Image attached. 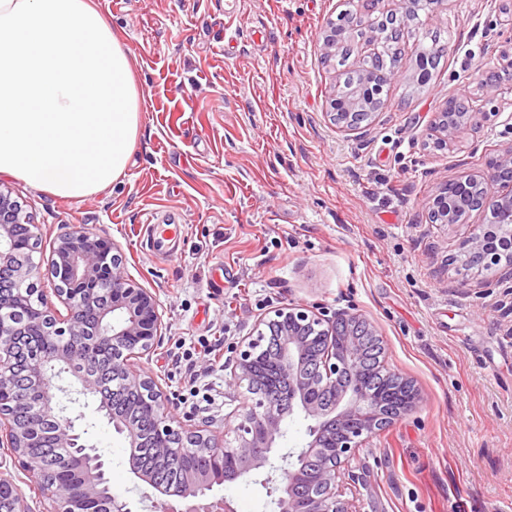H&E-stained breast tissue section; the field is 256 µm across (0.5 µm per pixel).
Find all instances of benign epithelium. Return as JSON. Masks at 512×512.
<instances>
[{
  "mask_svg": "<svg viewBox=\"0 0 512 512\" xmlns=\"http://www.w3.org/2000/svg\"><path fill=\"white\" fill-rule=\"evenodd\" d=\"M379 0H359L358 12L346 14L339 21L329 20L322 32L324 54L332 55L348 40L350 31L366 16L373 14ZM402 74L395 65L365 72L361 86L353 95H332L327 100V115L342 132L365 136L370 124L362 121V108L368 100H381L383 88ZM460 101L448 99L443 110L431 123L429 135L434 144L448 147L457 135L480 122L482 113L458 108ZM476 185L482 193H497L496 223L474 225L462 252L472 260H496L488 248L494 234L512 240V149L487 159L485 169L445 182L427 203L428 212L441 218V224L453 227L465 222L471 211L465 209ZM39 238L37 225L21 203L12 197L9 187L0 184V313L16 303L10 289L40 274L33 268L25 251ZM47 280L67 314L39 308L35 315L45 334L66 337L62 345L48 348L28 368L16 375H0V392L17 393L30 384L40 388L41 402L19 412L26 430L35 433L45 420L53 422L58 446L72 448L84 464L77 472L76 485H68L61 501L69 503L64 512H93L92 505L109 490L107 464L94 446L87 444L75 429V419L66 415L62 398L74 402L79 396H98L97 376L88 371L71 376L70 370L58 374L48 369L68 366L83 358L85 344L84 314L96 316L97 335L119 349L121 370L126 385L146 387L152 392L147 413L156 436L158 462L173 457L172 440L185 437L195 447L210 454L208 467L189 469L177 485L160 481L147 468L129 459L130 470L144 483L167 499L197 500L192 512H235L227 499L208 500L214 485L233 482L253 473L266 471L261 484L267 492L278 494V512H358L336 494L338 479L350 473L349 463L377 432L380 422L412 413L421 401L415 383L390 370L397 387L382 392L368 383L366 356L370 351L383 353V339L375 326L362 314L339 310L333 315L322 307L288 304L260 316L253 334L244 336L236 347V357L228 384L239 387L247 383L250 401L225 415L235 422L236 446L228 451L222 446V434L199 426H187L170 408L169 397L158 380L136 369L137 360L153 354L163 337L166 323L164 309L155 293L130 274L123 254L114 243L78 229L60 233L51 245L46 265ZM112 289V298L100 295ZM28 325L11 328L0 323V356L8 351L13 336ZM266 347L272 360L261 371L255 363L258 346ZM300 408L314 420L311 440L297 456L276 455L278 440L285 436L283 422L294 408ZM116 432L126 435L136 447L138 430L127 425L120 409L108 408L99 401ZM6 427L7 445L24 470L33 472L43 458L42 449L33 440H24L0 412V425ZM17 487L0 477V502L8 512L18 509Z\"/></svg>",
  "mask_w": 512,
  "mask_h": 512,
  "instance_id": "1",
  "label": "benign epithelium"
}]
</instances>
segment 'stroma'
Instances as JSON below:
<instances>
[{"mask_svg":"<svg viewBox=\"0 0 512 512\" xmlns=\"http://www.w3.org/2000/svg\"><path fill=\"white\" fill-rule=\"evenodd\" d=\"M129 49L146 98L128 169L111 187L62 199L8 180L41 234L46 263L67 227H83L122 251L131 275L159 297L167 331L138 362L178 399L177 417L223 429L247 397L227 385L226 361L258 316L290 303L352 308L383 338L385 365L412 379L422 402L373 435L344 479L364 512H512V295L501 267L457 270L454 258L489 208L448 228L430 223L427 202L442 183L481 171L512 148V41L498 0H447L425 20L445 53L418 86L417 38L400 43L402 76L385 87L367 136L338 131L326 114L336 73L321 31L348 0H95ZM236 47L225 52V37ZM498 69L487 97L483 68ZM466 95L485 112L452 148L427 144L448 98ZM178 224L181 240L159 257L142 224ZM221 338L224 363L199 358L195 371L214 405L181 403L185 377L175 344ZM80 399L68 414L108 463L114 495L132 512L155 508L129 470L130 442ZM27 512H51L34 478L0 447ZM237 512H277L254 479L213 489Z\"/></svg>","mask_w":512,"mask_h":512,"instance_id":"35a3bbf8","label":"stroma"}]
</instances>
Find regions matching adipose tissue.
I'll return each mask as SVG.
<instances>
[{
	"label": "adipose tissue",
	"instance_id": "obj_1",
	"mask_svg": "<svg viewBox=\"0 0 512 512\" xmlns=\"http://www.w3.org/2000/svg\"><path fill=\"white\" fill-rule=\"evenodd\" d=\"M143 104L91 0H0V175L94 196L124 176Z\"/></svg>",
	"mask_w": 512,
	"mask_h": 512
}]
</instances>
